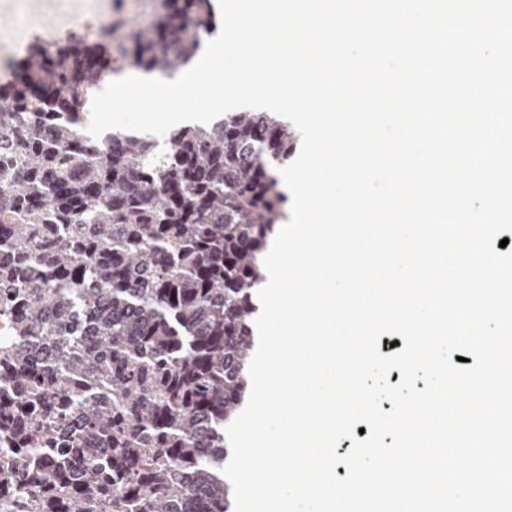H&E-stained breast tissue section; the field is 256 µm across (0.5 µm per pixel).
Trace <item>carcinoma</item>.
Returning <instances> with one entry per match:
<instances>
[{"mask_svg": "<svg viewBox=\"0 0 512 512\" xmlns=\"http://www.w3.org/2000/svg\"><path fill=\"white\" fill-rule=\"evenodd\" d=\"M213 30L210 0H164L112 57L35 46L0 104V512H230L294 131L227 112L162 144L82 119L113 63L171 78Z\"/></svg>", "mask_w": 512, "mask_h": 512, "instance_id": "cac0c4a2", "label": "carcinoma"}]
</instances>
